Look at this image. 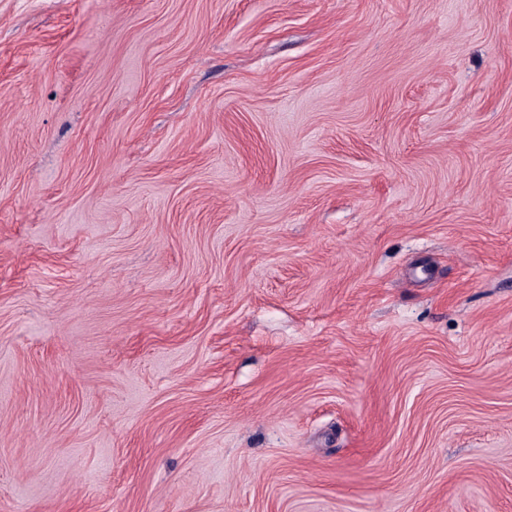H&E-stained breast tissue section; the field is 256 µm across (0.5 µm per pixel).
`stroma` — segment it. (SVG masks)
I'll list each match as a JSON object with an SVG mask.
<instances>
[{
  "mask_svg": "<svg viewBox=\"0 0 512 512\" xmlns=\"http://www.w3.org/2000/svg\"><path fill=\"white\" fill-rule=\"evenodd\" d=\"M512 512V0H0V512Z\"/></svg>",
  "mask_w": 512,
  "mask_h": 512,
  "instance_id": "obj_1",
  "label": "stroma"
}]
</instances>
